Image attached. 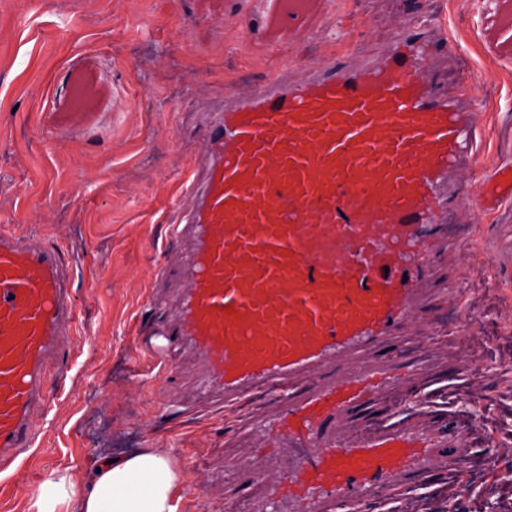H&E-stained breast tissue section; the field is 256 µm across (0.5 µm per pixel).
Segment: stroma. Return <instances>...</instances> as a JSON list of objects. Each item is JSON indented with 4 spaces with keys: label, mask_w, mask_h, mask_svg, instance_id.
<instances>
[{
    "label": "stroma",
    "mask_w": 512,
    "mask_h": 512,
    "mask_svg": "<svg viewBox=\"0 0 512 512\" xmlns=\"http://www.w3.org/2000/svg\"><path fill=\"white\" fill-rule=\"evenodd\" d=\"M270 0H0V220L60 251L78 310L74 361L48 372L56 395L33 447L0 468V512H26L55 469L92 470L99 456L164 448L183 477L179 512H219L232 498L224 471L242 454V431L197 393L168 402L162 369L133 351L174 318L165 297L182 288L186 246L166 207L180 169L204 157L210 128L232 104L225 83L251 93L275 74L285 82L323 69L355 71L383 61L393 25L424 28L446 53L426 79L435 95L477 115L485 153L477 181L512 164V0H323L296 32L267 30ZM243 29L253 51L224 50ZM92 109L70 112L77 77ZM452 224L476 226L512 258V202L452 203ZM168 274L156 281L157 266ZM432 287L453 284L476 319L482 368L458 407L486 415L470 490L452 497L439 480L376 512H512V270L442 256Z\"/></svg>",
    "instance_id": "stroma-1"
}]
</instances>
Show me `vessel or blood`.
Wrapping results in <instances>:
<instances>
[{
  "label": "vessel or blood",
  "instance_id": "vessel-or-blood-1",
  "mask_svg": "<svg viewBox=\"0 0 512 512\" xmlns=\"http://www.w3.org/2000/svg\"><path fill=\"white\" fill-rule=\"evenodd\" d=\"M268 19L299 30L272 0ZM428 47L399 41L358 73L257 87L211 135L200 200L173 227L189 237L179 315L149 353L179 397L175 356L190 350L209 405L263 396L244 424L251 452L232 479L246 512H368L432 474H459L478 418L439 425L427 390L444 365L468 376L456 341L398 344L434 302L424 272L442 251V188L473 137L420 79ZM57 247L0 226V465L36 439L53 392L49 362H69L77 311Z\"/></svg>",
  "mask_w": 512,
  "mask_h": 512
}]
</instances>
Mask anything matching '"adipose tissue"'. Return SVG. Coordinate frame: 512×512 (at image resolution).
<instances>
[{
	"label": "adipose tissue",
	"instance_id": "adipose-tissue-1",
	"mask_svg": "<svg viewBox=\"0 0 512 512\" xmlns=\"http://www.w3.org/2000/svg\"><path fill=\"white\" fill-rule=\"evenodd\" d=\"M80 478L67 467L51 471L26 512H178L182 475L163 448H144Z\"/></svg>",
	"mask_w": 512,
	"mask_h": 512
}]
</instances>
